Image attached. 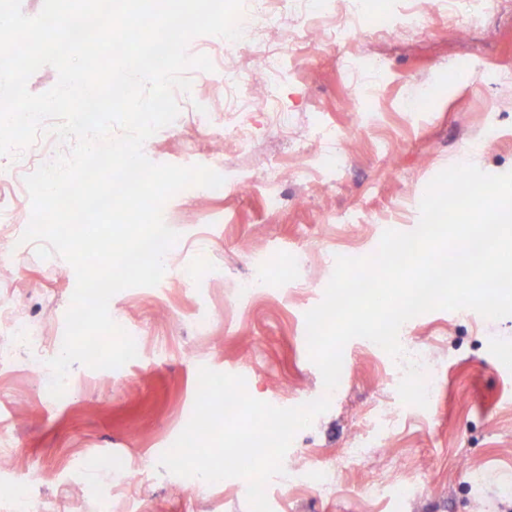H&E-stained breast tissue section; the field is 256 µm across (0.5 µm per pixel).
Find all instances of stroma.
<instances>
[{"label": "stroma", "mask_w": 512, "mask_h": 512, "mask_svg": "<svg viewBox=\"0 0 512 512\" xmlns=\"http://www.w3.org/2000/svg\"><path fill=\"white\" fill-rule=\"evenodd\" d=\"M277 96L287 127L256 107L250 149L225 137V190L189 187L165 203L163 220L180 238L159 284L112 297L110 315L139 337V358L117 369L73 365L64 398L47 394L46 361L63 342L75 272L10 241L22 268L0 274V299L48 346L0 360V434L13 457L0 488L29 481L52 512H99L102 489L112 512H250L246 480L195 482L158 465L191 418L205 366L243 376L252 397L277 407L330 398L268 482L272 512H512V316L435 310L401 326L403 349L434 376L424 409L401 401L402 365L364 338L345 345L339 384L326 391L305 321L336 257L371 256L385 230L417 227L439 172L461 163L512 172V0H492L476 23L430 10L419 29L394 37L304 49ZM177 103L143 153L207 165L224 131L218 73ZM317 153L333 155L334 167L300 174L302 157ZM273 165L282 171L274 210L260 179ZM257 254L271 259L270 280L245 298ZM386 412L395 419L385 431ZM357 445L362 457L345 464ZM376 482L386 495L371 494Z\"/></svg>", "instance_id": "35a3bbf8"}]
</instances>
